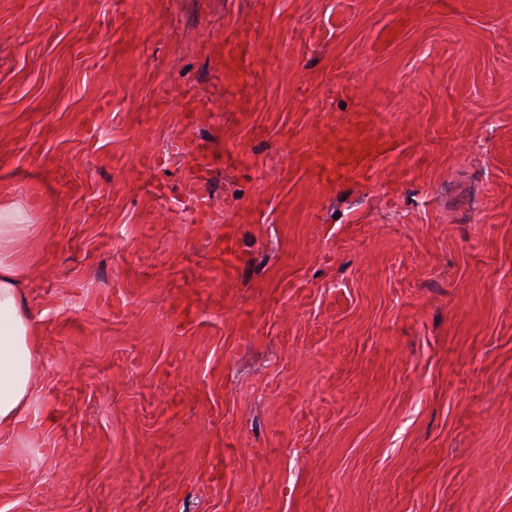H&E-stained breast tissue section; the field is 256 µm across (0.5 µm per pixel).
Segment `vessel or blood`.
I'll list each match as a JSON object with an SVG mask.
<instances>
[{
	"instance_id": "1",
	"label": "vessel or blood",
	"mask_w": 512,
	"mask_h": 512,
	"mask_svg": "<svg viewBox=\"0 0 512 512\" xmlns=\"http://www.w3.org/2000/svg\"><path fill=\"white\" fill-rule=\"evenodd\" d=\"M253 42L250 28H243L233 48L216 43L209 48L214 68L223 71L228 84H237L244 75L245 57ZM374 120L358 113L355 120L322 143L296 149L294 164L309 179L323 189L364 180L374 166L393 152L390 140L375 135Z\"/></svg>"
}]
</instances>
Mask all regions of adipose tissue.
<instances>
[{"instance_id":"adipose-tissue-1","label":"adipose tissue","mask_w":512,"mask_h":512,"mask_svg":"<svg viewBox=\"0 0 512 512\" xmlns=\"http://www.w3.org/2000/svg\"><path fill=\"white\" fill-rule=\"evenodd\" d=\"M41 231L23 203L0 197V435L16 432L35 402L40 330L24 290Z\"/></svg>"}]
</instances>
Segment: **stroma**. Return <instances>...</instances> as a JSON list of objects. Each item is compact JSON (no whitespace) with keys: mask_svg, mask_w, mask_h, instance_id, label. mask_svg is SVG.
Here are the masks:
<instances>
[{"mask_svg":"<svg viewBox=\"0 0 512 512\" xmlns=\"http://www.w3.org/2000/svg\"><path fill=\"white\" fill-rule=\"evenodd\" d=\"M364 110L396 151L323 191ZM1 193L46 230L0 512H512V0H0ZM253 42V33L250 28H243L237 38L235 46L227 50L224 42L212 44L209 48V57L214 68L224 71V78L230 85H235L245 74V57ZM373 126L371 116L357 113L350 125L322 143L296 149L294 164L322 189L364 180L382 158L395 151L390 140L373 133ZM214 163L215 158L206 155H200L196 158L188 176L190 187L198 188L207 184L210 174L212 173Z\"/></svg>","mask_w":512,"mask_h":512,"instance_id":"obj_1","label":"stroma"}]
</instances>
